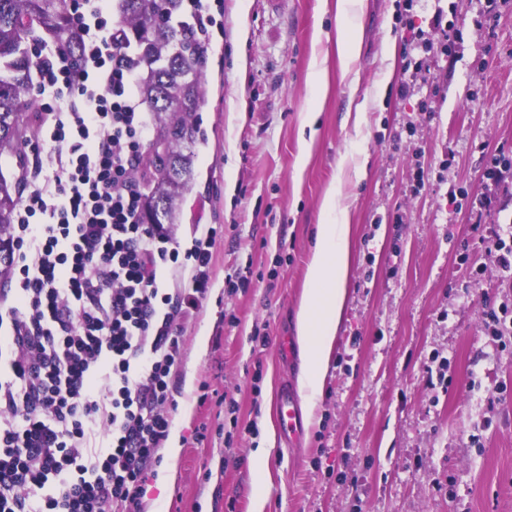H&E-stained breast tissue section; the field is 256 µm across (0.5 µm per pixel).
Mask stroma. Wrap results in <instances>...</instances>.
Instances as JSON below:
<instances>
[{"instance_id":"stroma-1","label":"stroma","mask_w":512,"mask_h":512,"mask_svg":"<svg viewBox=\"0 0 512 512\" xmlns=\"http://www.w3.org/2000/svg\"><path fill=\"white\" fill-rule=\"evenodd\" d=\"M223 2L174 226L184 249L196 226L218 229L211 287L182 323L180 454L149 478L143 512H512V335L493 322L512 276L487 249L512 226L477 212L507 197L483 172L512 155V0H364L348 66L337 0ZM353 157L369 160L364 181ZM336 185L348 296L313 417L287 443L277 401L301 359L277 346L297 334ZM240 274L250 285L232 291Z\"/></svg>"}]
</instances>
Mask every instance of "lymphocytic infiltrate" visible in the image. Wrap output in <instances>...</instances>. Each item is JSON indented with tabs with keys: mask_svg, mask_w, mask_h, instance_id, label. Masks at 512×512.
Instances as JSON below:
<instances>
[{
	"mask_svg": "<svg viewBox=\"0 0 512 512\" xmlns=\"http://www.w3.org/2000/svg\"><path fill=\"white\" fill-rule=\"evenodd\" d=\"M80 63L36 45L51 165L15 214L12 285L0 289V512H141L161 462L180 326L210 287L217 232L186 251L139 220L147 134L123 33L102 0H73ZM189 266L181 287L163 267Z\"/></svg>",
	"mask_w": 512,
	"mask_h": 512,
	"instance_id": "1",
	"label": "lymphocytic infiltrate"
}]
</instances>
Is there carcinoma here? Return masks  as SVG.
Returning a JSON list of instances; mask_svg holds the SVG:
<instances>
[{"label": "carcinoma", "instance_id": "1", "mask_svg": "<svg viewBox=\"0 0 512 512\" xmlns=\"http://www.w3.org/2000/svg\"><path fill=\"white\" fill-rule=\"evenodd\" d=\"M184 0H115L118 25L135 46L129 62L140 72L141 104L152 112L153 142L144 155L149 192L140 212L144 224H173L176 199L192 173L193 152L202 137L196 113L203 100L207 47L197 23L183 19ZM71 0H0V155H16L33 125L27 112L40 106L28 95L36 58L34 38L47 39L70 58L81 57L82 35ZM20 180L0 174V244L12 241V224L21 202Z\"/></svg>", "mask_w": 512, "mask_h": 512}]
</instances>
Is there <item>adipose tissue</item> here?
<instances>
[{"label": "adipose tissue", "instance_id": "1", "mask_svg": "<svg viewBox=\"0 0 512 512\" xmlns=\"http://www.w3.org/2000/svg\"><path fill=\"white\" fill-rule=\"evenodd\" d=\"M348 208L338 188H331L321 207L316 243L307 271V288L297 313L300 344V388L308 403L321 394L330 353L347 296L350 264Z\"/></svg>", "mask_w": 512, "mask_h": 512}]
</instances>
